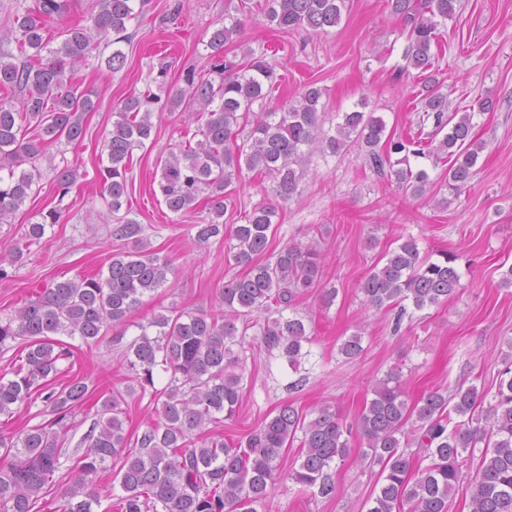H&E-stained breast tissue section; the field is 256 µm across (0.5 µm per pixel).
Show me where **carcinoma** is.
<instances>
[{
	"label": "carcinoma",
	"mask_w": 512,
	"mask_h": 512,
	"mask_svg": "<svg viewBox=\"0 0 512 512\" xmlns=\"http://www.w3.org/2000/svg\"><path fill=\"white\" fill-rule=\"evenodd\" d=\"M393 15L407 29L405 65L422 77L419 131L433 120L427 136L401 137L386 133L382 117L372 112H345L334 133L323 130L322 88L310 83L287 109L255 112L277 82L264 56L247 53L245 64L223 56L224 44L240 29V21L215 29L207 48L213 80H195L185 74L192 101L204 122L197 127L195 146L170 153L160 161L154 178L167 209L179 214L207 193V217L195 225L196 238L206 243L224 235L223 217L232 205L229 186L243 170L273 179L283 202L297 190L301 171L315 150L336 154L350 142L360 145L365 165L378 178L394 183L416 197L430 189L459 192L470 181L482 146L472 136L473 113L450 112L448 96L439 92L432 45L438 26L455 15L457 0H387ZM67 0H35V6L17 18L16 42L25 60L0 59V90L22 93L18 108L0 105V224L11 218L35 192L42 173L36 161L60 138L70 144L84 136L82 114L92 111L91 92L77 94L66 79V67L87 59L102 40H111L105 59L111 72L120 71L126 56L119 44L131 40L128 23L136 17L135 0H97L90 24L66 30L61 45L49 48L45 26L62 15ZM346 0H268L266 19L282 30L302 28L326 32L336 27ZM161 96L147 92L124 99L113 112L112 130L104 141L107 165L100 178L112 212L123 206L129 184L133 151L145 146L153 129L152 105ZM250 127L246 139L243 128ZM447 165L436 175L431 171ZM54 182L67 194L73 171L54 168ZM277 209L261 204L235 227L227 256L246 273L224 285L219 313L176 311L158 314L138 325L140 334L124 353L132 383L115 389L97 410L98 419L82 438L73 476L62 493L59 512H93L99 503V476L119 460L116 477L124 495L119 512H257L268 490L286 479L315 488L332 497L336 485L329 473L336 460L350 453L358 436L381 465L383 482L368 512H448V499L464 480L463 454L485 444L479 472L471 482V512H512V368L502 373L493 395L477 387L459 386L452 394L426 393L410 406L400 371L390 369L375 381L372 398L365 401L358 420L345 424L327 405L314 417L283 405L247 436L228 444L205 436L210 425L233 420L241 405L242 375L235 372L239 358L235 320L254 312L278 313L266 318L260 345L278 352L296 369L304 357L310 334L304 321L283 311L298 290L317 278L321 253L310 237L282 248L274 261L259 263L268 249V232ZM29 225L24 246L12 247V261L59 223L62 212L39 213ZM142 227L128 216L119 218L114 234L134 239L136 250L112 257L107 271L77 276L35 292L11 317L0 318V351L19 349L13 378L0 377V415H11L28 404L32 391L48 388L61 373L58 364L73 356L77 338L87 346L101 343L109 328H117L142 304V297L168 282L174 273L169 259L148 250L138 237ZM456 257L447 253L432 261L420 258L416 240L409 237L385 254L361 282L367 304L378 310L397 309L394 329L406 313L404 302L417 309L448 301L460 288ZM362 332L343 341L339 353L353 359L363 351ZM170 375L167 386L155 388L156 368ZM152 389L160 403V420L136 436L127 437L122 405L126 397ZM88 394V385L70 380L58 392L44 396L47 419L18 433L0 431V512H40V493L60 468L61 434ZM460 420L453 421V416ZM411 428H406L408 423ZM302 433L301 462L289 472L278 459ZM422 450L429 463L416 462L408 449Z\"/></svg>",
	"instance_id": "obj_1"
}]
</instances>
